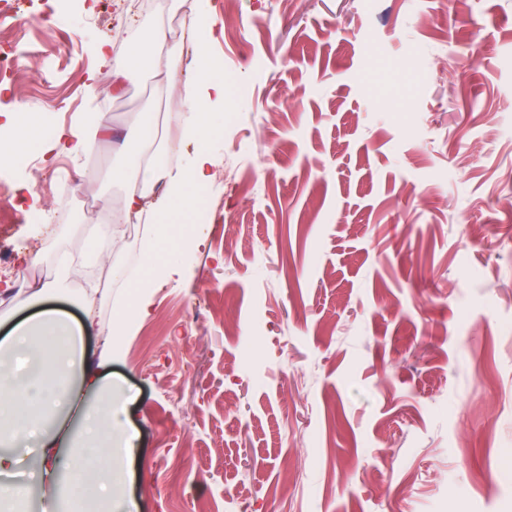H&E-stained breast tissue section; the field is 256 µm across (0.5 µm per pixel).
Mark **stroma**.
<instances>
[{
	"label": "stroma",
	"instance_id": "obj_1",
	"mask_svg": "<svg viewBox=\"0 0 512 512\" xmlns=\"http://www.w3.org/2000/svg\"><path fill=\"white\" fill-rule=\"evenodd\" d=\"M212 54L238 91L207 143L232 168L196 237L170 233L148 314L106 341L127 298L80 202L119 203L102 145L48 161L41 135L0 180L30 221L0 232V312L66 257L46 304L74 320L108 288L84 346L112 351L138 433L123 491L138 512H512V0H211ZM17 62L0 113L51 131L153 111L144 78L113 96L98 38L139 36L143 0H14ZM480 38L482 52L469 44Z\"/></svg>",
	"mask_w": 512,
	"mask_h": 512
}]
</instances>
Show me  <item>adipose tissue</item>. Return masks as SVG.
I'll return each instance as SVG.
<instances>
[{"label":"adipose tissue","mask_w":512,"mask_h":512,"mask_svg":"<svg viewBox=\"0 0 512 512\" xmlns=\"http://www.w3.org/2000/svg\"><path fill=\"white\" fill-rule=\"evenodd\" d=\"M209 0H196L189 24L190 49L174 45L157 49L164 33L152 27L137 43L113 51L110 41L96 49L100 59H111L108 78L113 95H121L142 72L161 80L162 90L175 94L178 102L176 136L162 135L157 146L125 157L116 172L118 180H134L140 191L128 192L120 212L111 221L109 236L121 241L126 224L141 218L161 224L170 204L192 203L189 188L202 187L211 178L213 160L204 141L214 113L224 109V83L209 45L217 35L208 28ZM194 78L176 81L180 67ZM107 130L84 120L57 131L53 146L68 155H84L108 139ZM197 142L193 163L182 168L164 164L163 155L179 143ZM167 189L157 203H149L143 190L158 182ZM61 281L46 284L33 295L39 310L34 316L12 324L0 336V422L8 423L11 444L0 450V512H27L28 490L13 475L21 462L18 449L33 448L42 477L41 512H112L116 493L125 481V461L133 448L132 436L121 423V411L110 396L112 375L107 362L91 368L85 364L82 330L94 323L100 303L110 294L87 300L84 322L76 324L57 310L44 307L48 293L61 288ZM80 369L79 382H71L73 369Z\"/></svg>","instance_id":"1"}]
</instances>
